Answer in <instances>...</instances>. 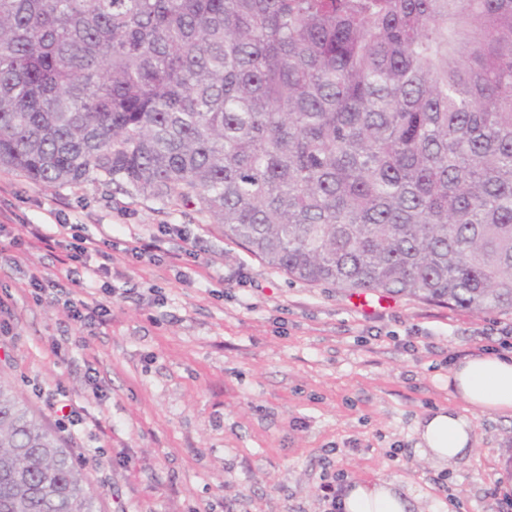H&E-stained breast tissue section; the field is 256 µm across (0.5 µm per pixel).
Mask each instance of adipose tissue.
I'll return each mask as SVG.
<instances>
[{
  "instance_id": "obj_1",
  "label": "adipose tissue",
  "mask_w": 512,
  "mask_h": 512,
  "mask_svg": "<svg viewBox=\"0 0 512 512\" xmlns=\"http://www.w3.org/2000/svg\"><path fill=\"white\" fill-rule=\"evenodd\" d=\"M448 382L454 394L473 408L512 416V356H464L451 368ZM417 432V453L439 465L458 463L473 449V422L456 409L431 412ZM340 501L342 512H416L421 506L407 484L380 477L347 484Z\"/></svg>"
}]
</instances>
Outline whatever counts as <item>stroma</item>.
Masks as SVG:
<instances>
[{"mask_svg":"<svg viewBox=\"0 0 512 512\" xmlns=\"http://www.w3.org/2000/svg\"><path fill=\"white\" fill-rule=\"evenodd\" d=\"M1 224L108 242L103 280L72 279L61 247L35 240L0 254V377L50 427L51 395L81 413L62 439L90 457L98 512H324L320 484L339 470L453 512H512L498 479L511 416L474 412V449L451 468L415 451L421 418L464 406L453 362L512 330V313L383 293L363 307L288 279L194 208L103 179L44 187L0 170ZM168 224L167 256L132 254ZM78 300L105 315L73 320Z\"/></svg>","mask_w":512,"mask_h":512,"instance_id":"1","label":"stroma"}]
</instances>
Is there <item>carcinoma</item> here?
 <instances>
[{
    "instance_id": "carcinoma-1",
    "label": "carcinoma",
    "mask_w": 512,
    "mask_h": 512,
    "mask_svg": "<svg viewBox=\"0 0 512 512\" xmlns=\"http://www.w3.org/2000/svg\"><path fill=\"white\" fill-rule=\"evenodd\" d=\"M0 170L195 208L310 286L512 312V0H0ZM0 380V512H95Z\"/></svg>"
}]
</instances>
